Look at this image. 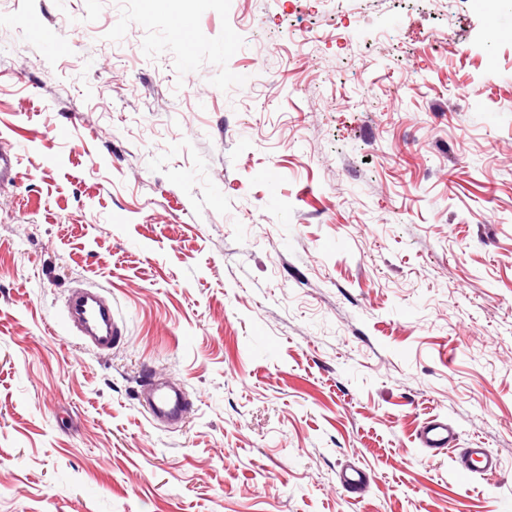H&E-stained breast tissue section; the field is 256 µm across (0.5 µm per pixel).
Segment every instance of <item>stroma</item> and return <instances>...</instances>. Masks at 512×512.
Returning <instances> with one entry per match:
<instances>
[{"label":"stroma","instance_id":"obj_1","mask_svg":"<svg viewBox=\"0 0 512 512\" xmlns=\"http://www.w3.org/2000/svg\"><path fill=\"white\" fill-rule=\"evenodd\" d=\"M0 134V512H512V0H0ZM1 136L0 142V185H11L16 178L18 157L14 147ZM68 321L75 334L89 347L109 351L122 338L117 316L103 305L98 292L88 288L74 290L66 301ZM146 412L154 420H180L184 417L188 401L185 393L167 381L152 375L144 385ZM416 440L421 448L433 456L448 454L454 458L459 468L469 475L496 473L499 470V459L488 448H460V434L456 424L451 421L432 416L419 427ZM368 480V474L356 466L345 467L339 475L340 486L353 496H361Z\"/></svg>","mask_w":512,"mask_h":512}]
</instances>
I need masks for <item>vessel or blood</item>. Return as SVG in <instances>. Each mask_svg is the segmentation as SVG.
Returning <instances> with one entry per match:
<instances>
[{"instance_id": "vessel-or-blood-1", "label": "vessel or blood", "mask_w": 512, "mask_h": 512, "mask_svg": "<svg viewBox=\"0 0 512 512\" xmlns=\"http://www.w3.org/2000/svg\"><path fill=\"white\" fill-rule=\"evenodd\" d=\"M17 154L8 141L0 142V185L12 184L16 177ZM68 321L84 344L99 351L111 350L122 338L118 319L111 308L103 305L98 292L88 288L74 290L66 302ZM143 407L152 419L179 420L185 415L188 401L181 389L158 377H150L145 384ZM416 440L431 455L446 454L454 458L459 468L470 475L496 473L498 458L483 447L463 448L456 424L433 416L419 427ZM368 474L355 466L341 470L339 484L347 493H363Z\"/></svg>"}]
</instances>
